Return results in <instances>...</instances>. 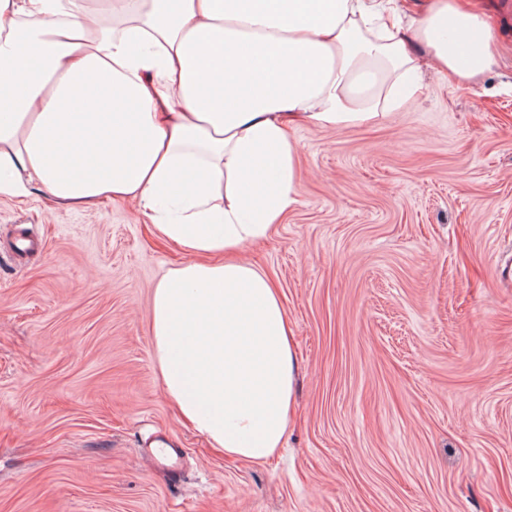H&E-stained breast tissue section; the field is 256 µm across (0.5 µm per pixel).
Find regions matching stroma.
I'll return each instance as SVG.
<instances>
[{
    "label": "stroma",
    "instance_id": "stroma-1",
    "mask_svg": "<svg viewBox=\"0 0 512 512\" xmlns=\"http://www.w3.org/2000/svg\"><path fill=\"white\" fill-rule=\"evenodd\" d=\"M480 3L475 83L428 70L377 127L293 132L298 204L243 253L293 332L267 462L166 396L151 296L183 255L135 204L0 193V512H512V0Z\"/></svg>",
    "mask_w": 512,
    "mask_h": 512
}]
</instances>
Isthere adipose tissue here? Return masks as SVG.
Wrapping results in <instances>:
<instances>
[{
	"label": "adipose tissue",
	"instance_id": "1",
	"mask_svg": "<svg viewBox=\"0 0 512 512\" xmlns=\"http://www.w3.org/2000/svg\"><path fill=\"white\" fill-rule=\"evenodd\" d=\"M461 0H0V192L131 201L185 261L155 284L166 395L212 447L283 444L294 374L274 282L244 261L296 205L290 127L385 121L497 63Z\"/></svg>",
	"mask_w": 512,
	"mask_h": 512
}]
</instances>
